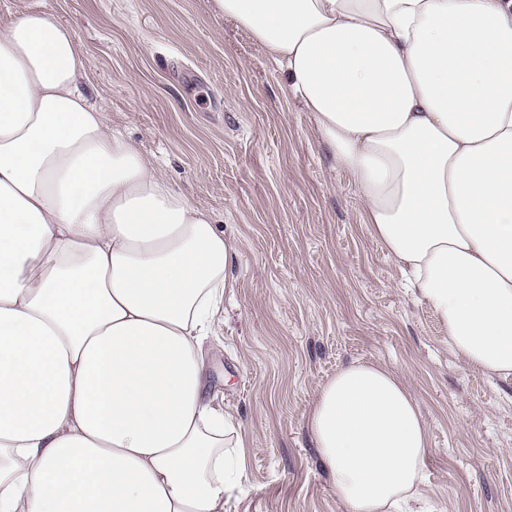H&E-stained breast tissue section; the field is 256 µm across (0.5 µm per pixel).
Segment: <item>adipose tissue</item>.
<instances>
[{
	"label": "adipose tissue",
	"mask_w": 512,
	"mask_h": 512,
	"mask_svg": "<svg viewBox=\"0 0 512 512\" xmlns=\"http://www.w3.org/2000/svg\"><path fill=\"white\" fill-rule=\"evenodd\" d=\"M285 76L448 346L512 377V0H213ZM39 11L0 23V512H224L249 443L206 392L236 254L83 90ZM308 428L347 512H406L410 388L352 362Z\"/></svg>",
	"instance_id": "adipose-tissue-1"
}]
</instances>
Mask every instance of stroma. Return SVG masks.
<instances>
[{"instance_id": "obj_1", "label": "stroma", "mask_w": 512, "mask_h": 512, "mask_svg": "<svg viewBox=\"0 0 512 512\" xmlns=\"http://www.w3.org/2000/svg\"><path fill=\"white\" fill-rule=\"evenodd\" d=\"M7 9L72 27L107 122L236 240L224 322L208 343L207 392L250 444L226 512H345L307 415L320 385L354 361L389 368L417 399L430 512H512V379L449 350L247 32L210 0H0Z\"/></svg>"}]
</instances>
